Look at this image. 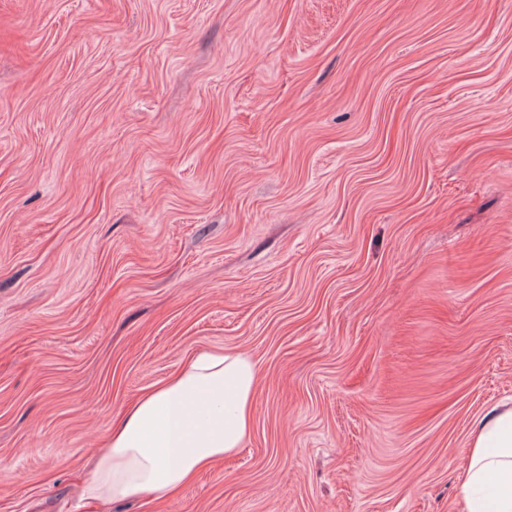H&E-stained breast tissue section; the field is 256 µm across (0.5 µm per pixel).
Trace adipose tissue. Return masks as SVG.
<instances>
[{"label": "adipose tissue", "mask_w": 512, "mask_h": 512, "mask_svg": "<svg viewBox=\"0 0 512 512\" xmlns=\"http://www.w3.org/2000/svg\"><path fill=\"white\" fill-rule=\"evenodd\" d=\"M259 368L246 353L207 350L146 392L97 455L85 497L109 508L132 497L164 500L201 469L243 448ZM460 512H512V407L473 431L460 468Z\"/></svg>", "instance_id": "ef3b65f1"}]
</instances>
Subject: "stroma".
Listing matches in <instances>:
<instances>
[{
  "instance_id": "obj_1",
  "label": "stroma",
  "mask_w": 512,
  "mask_h": 512,
  "mask_svg": "<svg viewBox=\"0 0 512 512\" xmlns=\"http://www.w3.org/2000/svg\"><path fill=\"white\" fill-rule=\"evenodd\" d=\"M218 348L244 447L112 512H457L512 404V0H0V512H94Z\"/></svg>"
}]
</instances>
